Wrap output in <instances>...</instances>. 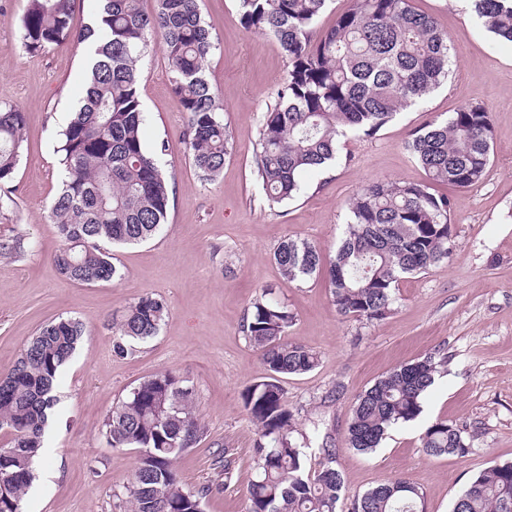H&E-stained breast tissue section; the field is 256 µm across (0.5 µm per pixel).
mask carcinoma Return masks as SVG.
I'll list each match as a JSON object with an SVG mask.
<instances>
[{"instance_id":"cac0c4a2","label":"carcinoma","mask_w":512,"mask_h":512,"mask_svg":"<svg viewBox=\"0 0 512 512\" xmlns=\"http://www.w3.org/2000/svg\"><path fill=\"white\" fill-rule=\"evenodd\" d=\"M251 32L274 37L288 56V76L263 115L255 165L267 200L282 203L300 190L303 173L337 160L336 143L349 131L374 135L404 108L426 99L448 77V35L411 0H350L333 24L315 32L329 0H236ZM483 27L512 44V0H469ZM74 0H28L19 43L27 52L60 45L72 36ZM95 25L78 35L92 55L84 92L59 132L60 189L50 206L61 247L60 273L77 284L119 278L109 244L151 238L167 219L169 179L144 144L146 113L139 94V62L152 37L170 63L172 90L189 118L187 149L200 178L221 174L233 143L220 118L223 106L205 74L216 45L199 0H156L147 13L140 0H94ZM24 113L0 105V182L9 180L23 149ZM407 149L434 182L469 188L485 176L494 157L491 113L480 102L464 104L443 121L414 131ZM451 201L427 184L384 180L367 186L349 206L344 237L325 262L307 242L285 239L273 259L290 282L327 274L338 313L357 321H381L394 310L399 282L448 259L454 250ZM165 300L140 295L113 322L114 352L159 333ZM292 316L261 296L243 326L268 376L245 387L243 407L256 425L254 477L247 512H336L343 479L332 466L335 440L319 445L326 463L306 466L294 438L296 410L281 378L314 370L318 355L290 344ZM84 334L73 318L41 328L14 368L0 377V512H25V496L44 455V433L55 403L54 381ZM448 363L440 346L402 364L358 395L346 442L363 453L377 448L395 425L416 420L435 375ZM191 381L171 372L131 389L105 417L101 436L110 448H134L139 458L128 478L130 512H203L205 500L231 483L236 458L228 449L215 458L217 478L184 488L174 463L204 435ZM423 452L463 456L469 443L446 420L427 426ZM424 493L396 478L358 496L351 512H423ZM452 512H512V462L477 473L457 495Z\"/></svg>"}]
</instances>
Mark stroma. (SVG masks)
<instances>
[{
	"mask_svg": "<svg viewBox=\"0 0 512 512\" xmlns=\"http://www.w3.org/2000/svg\"><path fill=\"white\" fill-rule=\"evenodd\" d=\"M412 4L448 34L447 82L373 137L341 138L336 165L305 173L300 192L272 206L255 172L254 147L262 116L288 75V58L274 37L243 28L235 0H201L216 44L206 73L223 104L220 117L233 150L219 177L199 178L167 57L161 48L150 50L139 64L140 98L147 147L166 146L158 160L173 189L167 222L147 242L113 247L119 280L79 285L54 263L60 240L49 207L60 185L58 133L82 97L87 48L72 38L23 51L19 25L28 0H0V104L25 114L20 161L11 180L0 183V242L17 246L0 255V376L46 323L68 317L86 328L55 382L58 404L45 432L51 465L28 492L27 512H127L125 485L139 453L107 447L100 427L133 387L163 372L193 383L206 426L205 436L175 462L185 488L213 479L219 447L230 448L236 478L206 499L204 512H247L256 429L241 392L267 371L242 325L267 288L292 315L288 341L319 356L313 371L289 376L283 385L299 410L296 439L307 447L309 469L322 460L317 424H327L336 438L344 483L337 512H351L358 495L396 476L424 492V512H451L475 473L512 461V45L482 27L468 0ZM475 101L492 114L494 160L472 188L435 184V192L451 200L456 248L448 260L400 282L388 318H344L326 277L304 283L282 277L273 253L284 239L306 241L333 259L348 207L367 185L426 182L406 148L413 131ZM146 292L165 298V321L151 340L115 354L112 320ZM441 345L448 365L421 415L392 428L371 454L348 448L356 397L394 367ZM440 419L465 432L469 454L433 458L423 452L422 434Z\"/></svg>",
	"mask_w": 512,
	"mask_h": 512,
	"instance_id": "stroma-1",
	"label": "stroma"
}]
</instances>
